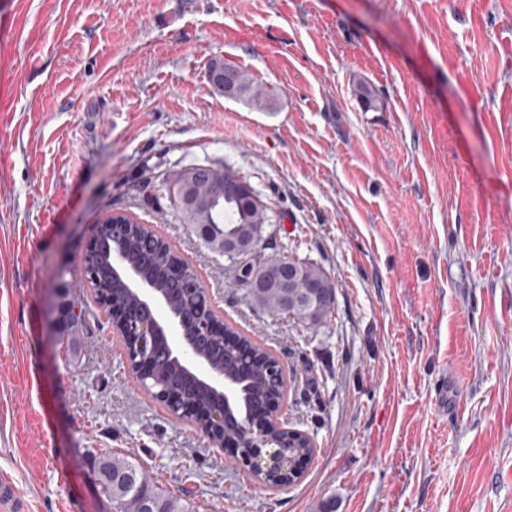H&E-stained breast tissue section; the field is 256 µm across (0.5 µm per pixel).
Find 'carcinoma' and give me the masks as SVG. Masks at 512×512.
<instances>
[{"label":"carcinoma","mask_w":512,"mask_h":512,"mask_svg":"<svg viewBox=\"0 0 512 512\" xmlns=\"http://www.w3.org/2000/svg\"><path fill=\"white\" fill-rule=\"evenodd\" d=\"M214 71L230 76L234 95L247 96L259 105L266 101L265 93L254 86L242 69L222 65ZM353 95L366 112L384 109L381 97L366 81L356 83ZM227 181L235 183L238 190L229 195H217L216 188ZM174 186L186 194V199L177 204L183 222L190 225L213 252L222 255L229 246L240 253L241 259L236 265L239 272L262 266L256 256L257 241L252 237V231L269 223L271 216L266 206L255 203L252 185L247 180L222 163L191 165L177 172ZM115 251L121 252L130 267L166 294L170 311L182 319L186 335L214 369L229 372L245 369L264 378L265 390L257 397L242 395L238 407L224 419V439L240 440L244 412L263 409L269 399L283 394L285 381L276 376L278 363L275 357L228 324L221 323L217 328L208 325L214 311L198 285L195 269L149 225L124 216L112 224L103 222L94 252L86 264H78V270L96 299H114L122 304L129 329H136L149 311L140 305L114 272L112 253ZM284 260L293 263L292 279L271 281L264 288L247 291L248 296L270 313L285 314L306 328L322 325L334 307L336 289L333 282L314 263L291 256ZM58 322L63 333L71 331L79 322L74 304L65 297L59 305ZM131 359L152 363L153 376L147 381L151 392L172 394L185 407L222 411L221 397L189 378L178 364L171 361L164 340L149 341L143 350L133 347ZM270 432L285 448H292L296 453L312 452L302 446V437L293 428L273 421ZM94 470L100 492L111 502L112 512H188L181 499L154 485L137 461L115 455L102 456L95 461Z\"/></svg>","instance_id":"obj_1"}]
</instances>
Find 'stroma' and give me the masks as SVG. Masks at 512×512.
Masks as SVG:
<instances>
[{
  "instance_id": "stroma-1",
  "label": "stroma",
  "mask_w": 512,
  "mask_h": 512,
  "mask_svg": "<svg viewBox=\"0 0 512 512\" xmlns=\"http://www.w3.org/2000/svg\"><path fill=\"white\" fill-rule=\"evenodd\" d=\"M219 62L265 105L216 90ZM213 162L266 205L262 258L334 282L325 324L251 304L183 224L170 184ZM113 213L279 361L277 416L316 444L295 484L264 488L129 370L76 270ZM108 455L190 512H512V0H0V473L29 512H111ZM213 72H221L230 76L233 86V92L236 96H248L256 104H262L266 101L265 93L254 86V82L249 75L242 69L235 66H219L214 68ZM353 95L365 112H379L384 109V102L373 87L366 81H358Z\"/></svg>"
}]
</instances>
